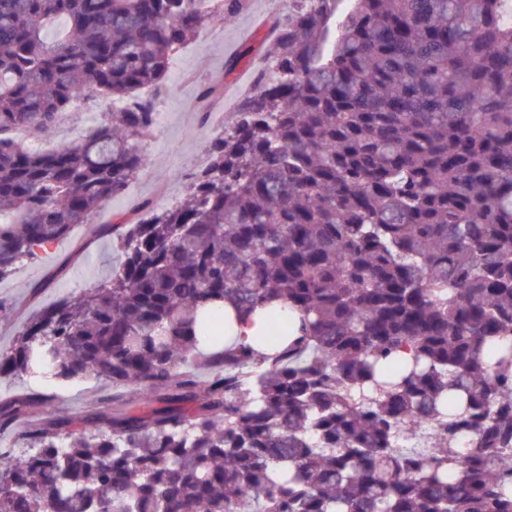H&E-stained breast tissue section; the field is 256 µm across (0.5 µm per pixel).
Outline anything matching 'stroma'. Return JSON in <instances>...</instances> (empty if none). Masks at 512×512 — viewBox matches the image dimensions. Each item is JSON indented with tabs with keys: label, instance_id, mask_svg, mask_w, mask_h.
Wrapping results in <instances>:
<instances>
[{
	"label": "stroma",
	"instance_id": "obj_1",
	"mask_svg": "<svg viewBox=\"0 0 512 512\" xmlns=\"http://www.w3.org/2000/svg\"><path fill=\"white\" fill-rule=\"evenodd\" d=\"M271 0H245L232 16L203 29L196 40L173 59L166 88L155 100L165 118L143 143L149 163L141 175L106 207L104 218L132 220L136 201L149 200L164 208L182 195L205 159V145L216 125L210 115L211 102L201 100L202 87L212 86L224 94V112L232 114L240 97V85L252 84L256 67L265 66L263 53L269 36L264 22L273 20ZM108 103L91 96L77 103L76 118L59 126L52 144H68L83 137L93 119L106 111ZM119 259L116 240L94 239L88 226H76L69 239L42 260L22 266L10 281L0 284V297L18 302L20 317H27L68 292L87 287L95 278L109 274ZM50 280L49 288L33 294L34 284ZM62 396L61 412L79 416L100 401L111 399V385L84 380L43 390Z\"/></svg>",
	"mask_w": 512,
	"mask_h": 512
}]
</instances>
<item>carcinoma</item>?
<instances>
[{"label":"carcinoma","instance_id":"1","mask_svg":"<svg viewBox=\"0 0 512 512\" xmlns=\"http://www.w3.org/2000/svg\"><path fill=\"white\" fill-rule=\"evenodd\" d=\"M342 3L288 0L183 199L100 225L111 273L0 350L128 396L1 401L0 512H512V0ZM240 5L0 0V282L145 169L173 56ZM91 93L79 140L11 136ZM226 304L272 331L224 346Z\"/></svg>","mask_w":512,"mask_h":512}]
</instances>
